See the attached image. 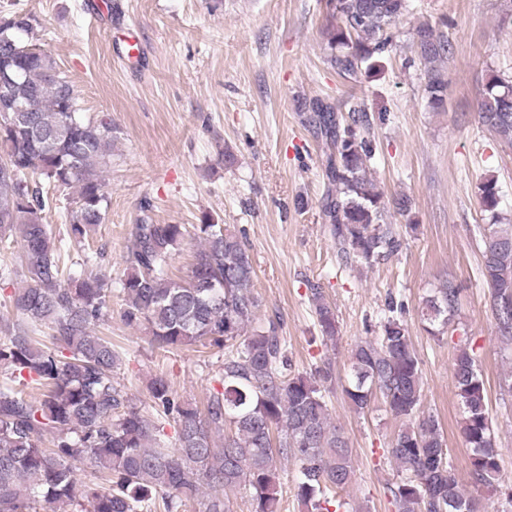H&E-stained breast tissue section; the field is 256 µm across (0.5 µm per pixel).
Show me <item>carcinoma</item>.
Instances as JSON below:
<instances>
[{
  "mask_svg": "<svg viewBox=\"0 0 512 512\" xmlns=\"http://www.w3.org/2000/svg\"><path fill=\"white\" fill-rule=\"evenodd\" d=\"M336 26L329 31V62L342 77L357 80L377 71L391 45V26L409 10V0H326ZM38 20L29 14L0 15V67L13 75L10 98L22 120H0V237L20 233L18 267L0 268V279L24 278L12 302L23 322L0 320V512H187L202 500V512H229L224 493L250 490L255 512H278L277 462L296 465V496L307 512H329L330 493L350 485L352 450L330 419L324 384L331 366L312 375L296 373L282 326L261 318L254 292V265L242 239L224 224L197 225L201 248L184 278L170 270L185 240L183 224L133 225L132 246L119 280L121 317L145 329L163 351L186 347L224 351L223 390L203 408L181 400L165 376L149 385L150 413L115 380L121 358L112 340L95 333L112 302V279L97 258L84 253L80 274L61 266L64 243L80 248L103 223L107 202L104 173L112 167V118L80 117L76 87L54 57L25 43ZM413 45L427 65L428 107H444L448 79L439 64L453 45L425 24ZM306 121L332 149L326 169L323 212L336 247L368 266L398 254L401 241L386 221V203L369 175L372 147L360 135L367 114L351 103V123L336 108L314 99ZM481 125L512 144V78L492 74L478 105ZM38 175L63 189H76L63 236L43 223L49 206ZM478 199L488 219L481 231V274L490 289L498 338L512 342V224L500 223V186L483 177ZM323 343L336 344V310L321 289H311ZM458 311V289L443 281L421 309L434 335ZM48 326L43 340L39 328ZM351 379L344 388L363 412L376 397L402 421L387 452L400 480L388 487L396 512H479V493L499 488L494 429L484 380L467 348L452 368L462 409L461 432L470 451L471 488L451 473L442 427L421 410V360L404 322L389 316L380 335L367 336L351 351ZM42 391L27 399L25 389ZM173 421L175 447L162 438L158 416ZM84 465L99 480L80 485Z\"/></svg>",
  "mask_w": 512,
  "mask_h": 512,
  "instance_id": "1",
  "label": "carcinoma"
}]
</instances>
